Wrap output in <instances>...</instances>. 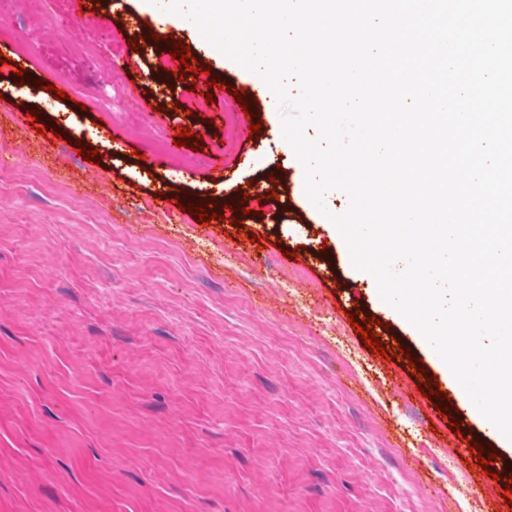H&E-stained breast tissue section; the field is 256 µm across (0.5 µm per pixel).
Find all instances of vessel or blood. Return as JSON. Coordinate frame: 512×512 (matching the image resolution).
Listing matches in <instances>:
<instances>
[{
    "mask_svg": "<svg viewBox=\"0 0 512 512\" xmlns=\"http://www.w3.org/2000/svg\"><path fill=\"white\" fill-rule=\"evenodd\" d=\"M87 7L83 9L82 14L85 18L95 21L98 24L108 27L111 32L122 33L124 38L132 39L135 37L141 38L143 46L156 47L157 57L161 58L164 62L163 68L151 70L143 73L139 83H136V90H143L145 84L160 83L166 85L178 84L181 87L194 88L196 93L204 94L211 93L216 105H223L225 100L233 95L234 84L227 81L224 73L218 70H211L209 75L198 76L192 79L189 77L182 80H175L173 73L178 68L177 61L172 60L170 55L171 46L166 41H153L152 36L155 33L161 32L163 24L160 20H148L147 17L142 16L136 10L128 7H111L109 0H86ZM216 79L217 85L215 88H208L207 83L209 79ZM264 92L260 87L248 86L247 99H248V115L240 116L239 126L241 136H249L251 115L261 114V100Z\"/></svg>",
    "mask_w": 512,
    "mask_h": 512,
    "instance_id": "obj_1",
    "label": "vessel or blood"
}]
</instances>
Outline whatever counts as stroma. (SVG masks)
<instances>
[{
  "label": "stroma",
  "instance_id": "1",
  "mask_svg": "<svg viewBox=\"0 0 512 512\" xmlns=\"http://www.w3.org/2000/svg\"><path fill=\"white\" fill-rule=\"evenodd\" d=\"M81 2L15 0L0 29L39 79L0 88V152L27 155L0 169V512H488L477 462L427 431L418 398L394 395L391 363L319 302L355 291L434 367L342 244L325 268L327 220L274 138L276 107L262 141L221 121L195 165L157 158L152 142L204 111L154 84L136 108L131 46L85 24ZM54 81L71 102L47 92ZM32 105L65 132L54 162L25 142ZM81 145L103 184L78 183ZM219 152L224 178L207 168ZM276 170L287 207L244 218L258 251L225 254L224 223L152 204L175 191L231 204Z\"/></svg>",
  "mask_w": 512,
  "mask_h": 512
}]
</instances>
